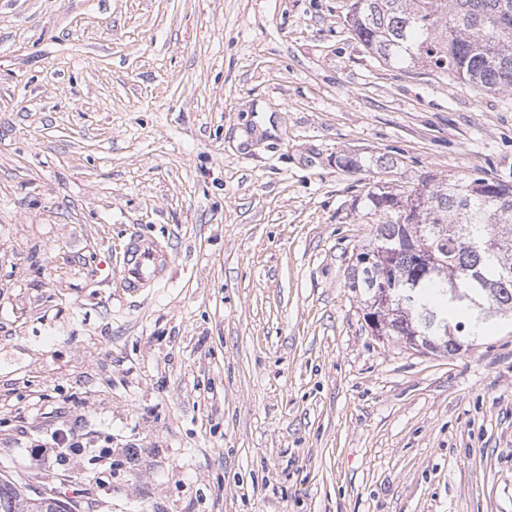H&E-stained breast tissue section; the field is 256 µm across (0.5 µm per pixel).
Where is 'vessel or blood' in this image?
<instances>
[{
	"mask_svg": "<svg viewBox=\"0 0 512 512\" xmlns=\"http://www.w3.org/2000/svg\"><path fill=\"white\" fill-rule=\"evenodd\" d=\"M172 261V252L161 240L135 234L124 246L117 286L133 295L142 294L164 280Z\"/></svg>",
	"mask_w": 512,
	"mask_h": 512,
	"instance_id": "b4317fda",
	"label": "vessel or blood"
}]
</instances>
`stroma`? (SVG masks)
I'll return each instance as SVG.
<instances>
[{
  "mask_svg": "<svg viewBox=\"0 0 512 512\" xmlns=\"http://www.w3.org/2000/svg\"><path fill=\"white\" fill-rule=\"evenodd\" d=\"M352 2L0 0V477L72 512H512V323L416 350L347 285L369 190L512 185V90L378 62ZM135 232L174 254L137 297Z\"/></svg>",
  "mask_w": 512,
  "mask_h": 512,
  "instance_id": "1",
  "label": "stroma"
}]
</instances>
